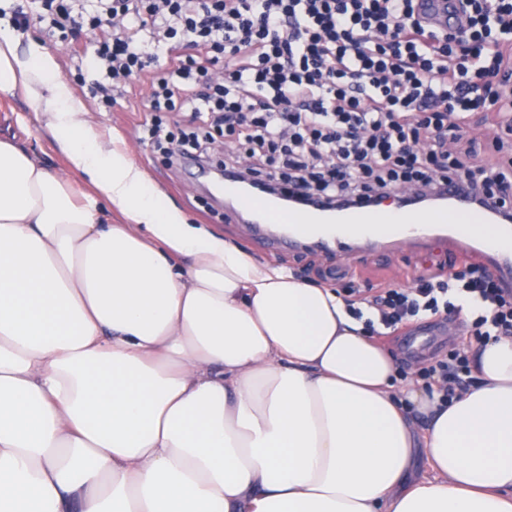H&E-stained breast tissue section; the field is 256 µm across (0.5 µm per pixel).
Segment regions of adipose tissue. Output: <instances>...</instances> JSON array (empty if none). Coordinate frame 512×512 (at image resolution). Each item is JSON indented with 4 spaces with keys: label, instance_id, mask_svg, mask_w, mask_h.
Here are the masks:
<instances>
[{
    "label": "adipose tissue",
    "instance_id": "ef3b65f1",
    "mask_svg": "<svg viewBox=\"0 0 512 512\" xmlns=\"http://www.w3.org/2000/svg\"><path fill=\"white\" fill-rule=\"evenodd\" d=\"M18 47L0 25V94L97 196L0 139V512H512V336L472 341L452 402L400 381L333 289L188 223Z\"/></svg>",
    "mask_w": 512,
    "mask_h": 512
}]
</instances>
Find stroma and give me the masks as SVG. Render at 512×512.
<instances>
[{
  "label": "stroma",
  "instance_id": "1",
  "mask_svg": "<svg viewBox=\"0 0 512 512\" xmlns=\"http://www.w3.org/2000/svg\"><path fill=\"white\" fill-rule=\"evenodd\" d=\"M22 43L37 42L55 53L62 78L70 85L75 96L86 110L95 114L100 126L109 133L123 137L131 146L135 161L162 191L165 200L174 203L193 224H209L224 232L225 240L249 252L261 264H276L310 281L317 280L319 271L341 268L352 275L354 287L367 288L392 285L410 286L415 276L432 270L437 262L448 259V246L439 242L423 249L405 247L403 252L383 256L358 252L353 243L328 253L310 248L299 253L264 248L251 236L250 227L226 221L223 197L211 194L205 185L194 182L185 168H169L161 163L150 146L139 139L141 124L146 115L133 111L128 99L118 98L112 107H102L94 99L80 77L94 67L93 46L85 34H72L61 39L48 22H33L20 32ZM14 136L26 144L47 166L55 171L67 168V161L59 151L54 138L40 125L28 101L22 95L0 96V134ZM406 343L397 345L395 340L384 339L398 361V376L402 379L417 378L421 368L467 340L468 334L462 321L444 320L433 323L423 319L414 321L404 330Z\"/></svg>",
  "mask_w": 512,
  "mask_h": 512
}]
</instances>
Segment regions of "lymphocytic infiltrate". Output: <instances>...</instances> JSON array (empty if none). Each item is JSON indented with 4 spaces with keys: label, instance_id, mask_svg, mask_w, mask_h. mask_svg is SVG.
<instances>
[{
    "label": "lymphocytic infiltrate",
    "instance_id": "lymphocytic-infiltrate-1",
    "mask_svg": "<svg viewBox=\"0 0 512 512\" xmlns=\"http://www.w3.org/2000/svg\"><path fill=\"white\" fill-rule=\"evenodd\" d=\"M457 29L430 33L415 0H39L64 32H98L95 79L104 107L149 83L143 137L166 166L207 163L276 179L288 195L374 200L405 183L449 184L479 203L512 205V0H457ZM192 113L191 128L169 115ZM484 312L472 336L512 335V293L480 263L408 288L349 289V312L389 331L455 311ZM464 349L424 368L446 399L469 384Z\"/></svg>",
    "mask_w": 512,
    "mask_h": 512
}]
</instances>
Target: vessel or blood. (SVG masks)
Wrapping results in <instances>:
<instances>
[{
	"label": "vessel or blood",
	"instance_id": "obj_1",
	"mask_svg": "<svg viewBox=\"0 0 512 512\" xmlns=\"http://www.w3.org/2000/svg\"><path fill=\"white\" fill-rule=\"evenodd\" d=\"M416 10L429 30L458 28L460 15L453 0H417ZM224 199L234 222L250 224L254 232L273 246L299 250L310 245L330 247L331 237L313 238L298 230L302 224H356L363 226L357 239L361 246L386 249L404 245L426 247L439 236H447L448 248L459 251L469 238L471 224L493 225L500 240L487 260L500 287L512 289V226L495 224L490 210L475 208L468 196L456 195L446 208L423 209L396 205L373 207L352 202L336 211L300 206L286 211L274 197L257 194L233 176L224 178Z\"/></svg>",
	"mask_w": 512,
	"mask_h": 512
}]
</instances>
